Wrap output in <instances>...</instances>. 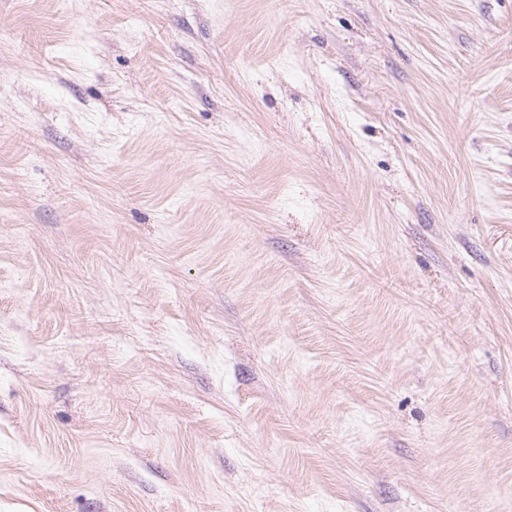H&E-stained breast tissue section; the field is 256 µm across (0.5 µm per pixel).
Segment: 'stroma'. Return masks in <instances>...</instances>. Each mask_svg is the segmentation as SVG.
I'll use <instances>...</instances> for the list:
<instances>
[{
	"instance_id": "1",
	"label": "stroma",
	"mask_w": 512,
	"mask_h": 512,
	"mask_svg": "<svg viewBox=\"0 0 512 512\" xmlns=\"http://www.w3.org/2000/svg\"><path fill=\"white\" fill-rule=\"evenodd\" d=\"M0 512H512V0H0Z\"/></svg>"
}]
</instances>
